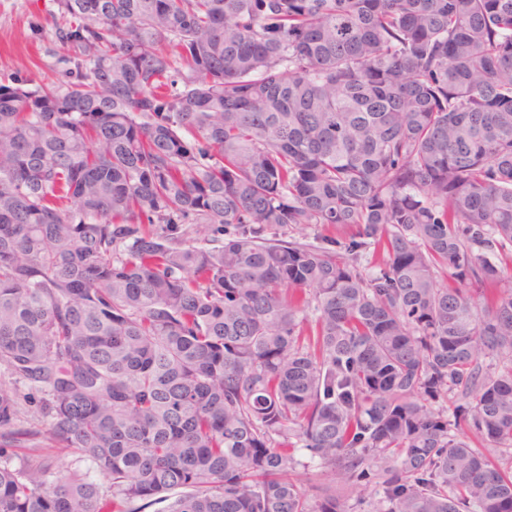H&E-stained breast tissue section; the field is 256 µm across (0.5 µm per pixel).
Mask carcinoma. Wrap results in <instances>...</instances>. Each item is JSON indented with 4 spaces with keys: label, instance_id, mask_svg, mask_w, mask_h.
Listing matches in <instances>:
<instances>
[{
    "label": "carcinoma",
    "instance_id": "carcinoma-1",
    "mask_svg": "<svg viewBox=\"0 0 512 512\" xmlns=\"http://www.w3.org/2000/svg\"><path fill=\"white\" fill-rule=\"evenodd\" d=\"M56 4L55 79L0 80V512H343L297 446L512 512V0ZM43 447V453L48 454L53 457L54 462L56 465H64V466H80L83 470H86L89 468L90 476L95 479L98 483H100L103 486L108 485V480L104 478L102 475L97 473L94 469L89 467V464L86 463H78L76 462V458L74 455L67 451H61L58 448H50V444L48 442L42 443ZM296 456L301 464L296 466L293 472V478L297 482L301 492L310 500L314 501L325 494H336L339 498L342 508L347 512H359L357 507V492L354 489L341 487L337 483L331 482L326 476L324 469L316 464L311 463L307 467L308 459L304 455V451H297ZM305 465V466H303Z\"/></svg>",
    "mask_w": 512,
    "mask_h": 512
}]
</instances>
